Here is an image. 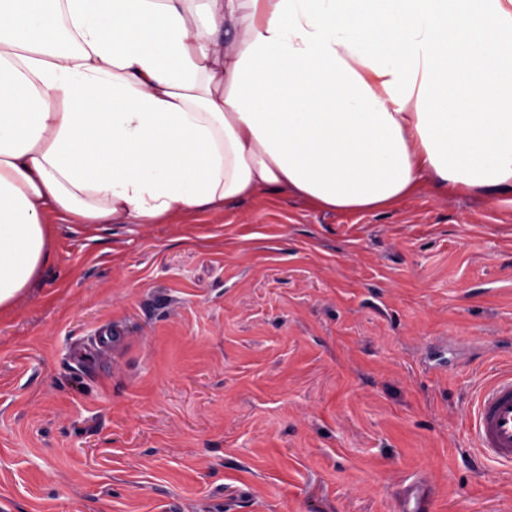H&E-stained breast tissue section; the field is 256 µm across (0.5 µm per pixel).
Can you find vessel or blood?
<instances>
[{"label":"vessel or blood","mask_w":512,"mask_h":512,"mask_svg":"<svg viewBox=\"0 0 512 512\" xmlns=\"http://www.w3.org/2000/svg\"><path fill=\"white\" fill-rule=\"evenodd\" d=\"M472 436L483 456L512 463V369L495 374L480 388ZM431 506L430 480L419 477L402 487L399 512H429Z\"/></svg>","instance_id":"1"}]
</instances>
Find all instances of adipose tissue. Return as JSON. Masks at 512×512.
Returning a JSON list of instances; mask_svg holds the SVG:
<instances>
[{
	"label": "adipose tissue",
	"instance_id": "ef3b65f1",
	"mask_svg": "<svg viewBox=\"0 0 512 512\" xmlns=\"http://www.w3.org/2000/svg\"><path fill=\"white\" fill-rule=\"evenodd\" d=\"M512 189V0H0V311L48 215Z\"/></svg>",
	"mask_w": 512,
	"mask_h": 512
}]
</instances>
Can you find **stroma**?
Instances as JSON below:
<instances>
[{"instance_id":"stroma-1","label":"stroma","mask_w":512,"mask_h":512,"mask_svg":"<svg viewBox=\"0 0 512 512\" xmlns=\"http://www.w3.org/2000/svg\"><path fill=\"white\" fill-rule=\"evenodd\" d=\"M48 221L0 313V512H398L422 476L433 512L512 503L471 436L512 367V189Z\"/></svg>"}]
</instances>
